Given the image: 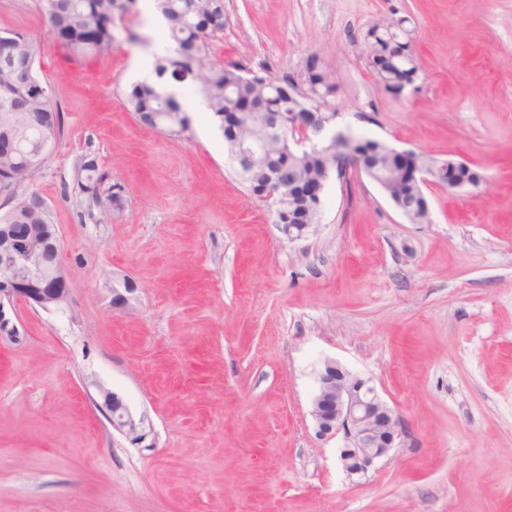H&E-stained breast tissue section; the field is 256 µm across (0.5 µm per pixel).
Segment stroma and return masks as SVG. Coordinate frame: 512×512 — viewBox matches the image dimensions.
I'll return each mask as SVG.
<instances>
[{
    "label": "stroma",
    "mask_w": 512,
    "mask_h": 512,
    "mask_svg": "<svg viewBox=\"0 0 512 512\" xmlns=\"http://www.w3.org/2000/svg\"><path fill=\"white\" fill-rule=\"evenodd\" d=\"M409 18L419 75L387 93L363 35ZM64 117L39 184L71 301L16 303L0 340V512H512V0H224L212 56L275 77L320 54L352 134L471 162L410 223L366 176L329 180L283 235L187 98L171 136L123 100L153 47L71 56L37 0H0ZM83 155L123 188L108 224L72 190ZM138 290L112 308L124 280ZM369 379L405 437L362 477L310 414L324 360ZM146 437L113 430L101 389Z\"/></svg>",
    "instance_id": "1"
}]
</instances>
